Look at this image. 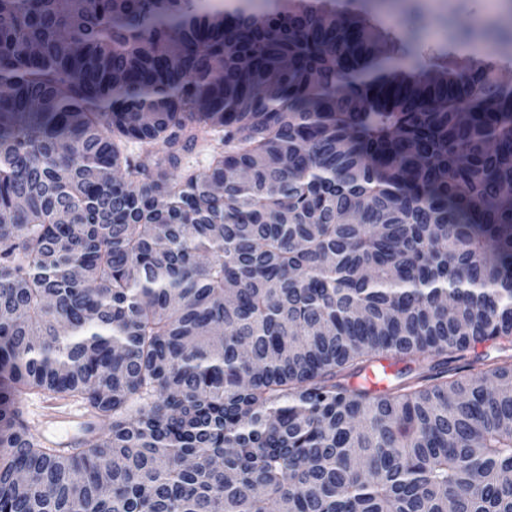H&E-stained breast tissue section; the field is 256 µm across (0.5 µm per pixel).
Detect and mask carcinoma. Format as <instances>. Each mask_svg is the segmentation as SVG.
<instances>
[{
  "mask_svg": "<svg viewBox=\"0 0 512 512\" xmlns=\"http://www.w3.org/2000/svg\"><path fill=\"white\" fill-rule=\"evenodd\" d=\"M358 2L0 0V512H512V84ZM48 418L53 426H45L43 437L53 448H70L76 440L87 439L95 432V419L79 406L51 402Z\"/></svg>",
  "mask_w": 512,
  "mask_h": 512,
  "instance_id": "carcinoma-1",
  "label": "carcinoma"
}]
</instances>
